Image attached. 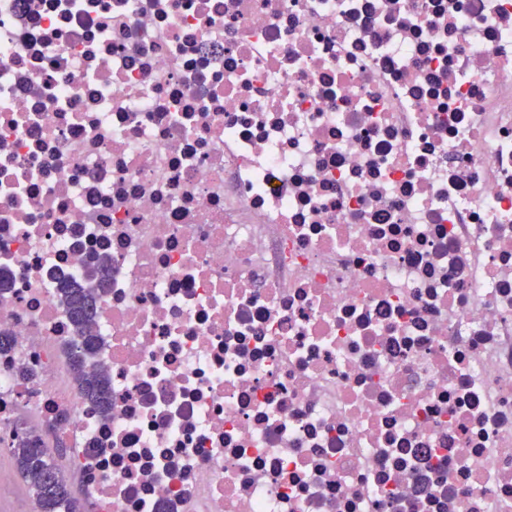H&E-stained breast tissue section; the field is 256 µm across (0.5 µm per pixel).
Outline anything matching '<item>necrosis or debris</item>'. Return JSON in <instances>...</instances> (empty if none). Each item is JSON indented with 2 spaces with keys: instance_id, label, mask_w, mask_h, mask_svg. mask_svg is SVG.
<instances>
[{
  "instance_id": "1",
  "label": "necrosis or debris",
  "mask_w": 512,
  "mask_h": 512,
  "mask_svg": "<svg viewBox=\"0 0 512 512\" xmlns=\"http://www.w3.org/2000/svg\"><path fill=\"white\" fill-rule=\"evenodd\" d=\"M1 276L82 512H512V0H0ZM98 261L96 264L95 281L84 283L70 281L60 288L64 302L68 306L74 326V336L70 347V366L74 380L81 393L98 409L102 417L108 418L112 412V394L108 379L102 373H88L86 360L93 353L95 336H93L92 321L96 296L103 290L107 282V266L110 259ZM79 349L78 353H74Z\"/></svg>"
}]
</instances>
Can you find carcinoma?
<instances>
[{
  "label": "carcinoma",
  "mask_w": 512,
  "mask_h": 512,
  "mask_svg": "<svg viewBox=\"0 0 512 512\" xmlns=\"http://www.w3.org/2000/svg\"><path fill=\"white\" fill-rule=\"evenodd\" d=\"M109 262L108 258L97 262L95 281H70L60 289L73 318L70 366L74 380L81 393L97 407L104 418L110 417L112 412V394L108 379L101 373H88L86 360L93 353L95 336L92 321L96 296L107 282ZM10 453L16 471L33 492L36 512H79L71 486L56 462V457L62 455L59 449L46 448L40 435L24 433L17 436Z\"/></svg>",
  "instance_id": "1"
}]
</instances>
